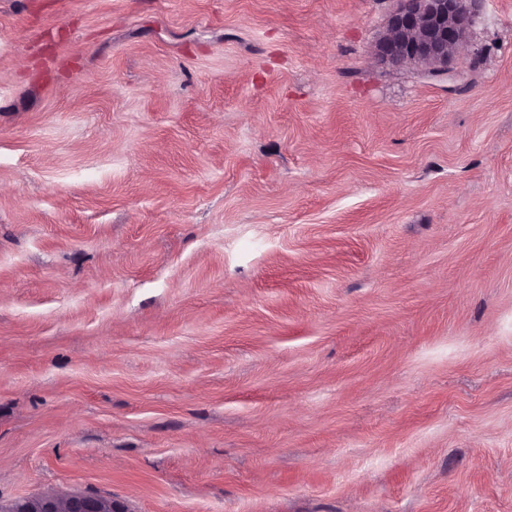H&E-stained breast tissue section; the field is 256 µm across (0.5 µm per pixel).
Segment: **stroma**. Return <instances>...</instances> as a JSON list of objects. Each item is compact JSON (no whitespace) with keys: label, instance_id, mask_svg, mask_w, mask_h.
Returning a JSON list of instances; mask_svg holds the SVG:
<instances>
[{"label":"stroma","instance_id":"1","mask_svg":"<svg viewBox=\"0 0 512 512\" xmlns=\"http://www.w3.org/2000/svg\"><path fill=\"white\" fill-rule=\"evenodd\" d=\"M0 0V505L512 512V0ZM480 0H400L375 48L391 66L421 65L433 75L448 72L465 43ZM4 512H121L112 498L86 492H71L63 497L43 494L13 502Z\"/></svg>","mask_w":512,"mask_h":512}]
</instances>
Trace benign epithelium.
Instances as JSON below:
<instances>
[{
  "instance_id": "benign-epithelium-1",
  "label": "benign epithelium",
  "mask_w": 512,
  "mask_h": 512,
  "mask_svg": "<svg viewBox=\"0 0 512 512\" xmlns=\"http://www.w3.org/2000/svg\"><path fill=\"white\" fill-rule=\"evenodd\" d=\"M478 0H399L375 48V58L391 66L421 65L432 74L448 72L465 43ZM4 512H121L100 494H43L13 502Z\"/></svg>"
}]
</instances>
